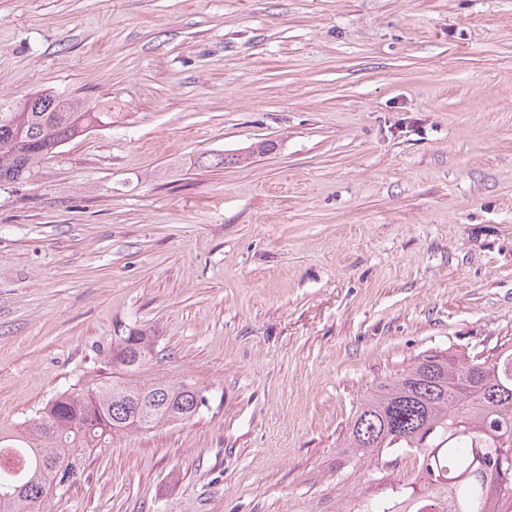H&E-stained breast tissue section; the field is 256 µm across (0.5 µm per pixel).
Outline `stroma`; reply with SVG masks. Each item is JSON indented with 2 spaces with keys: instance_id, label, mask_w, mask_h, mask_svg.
<instances>
[{
  "instance_id": "stroma-1",
  "label": "stroma",
  "mask_w": 512,
  "mask_h": 512,
  "mask_svg": "<svg viewBox=\"0 0 512 512\" xmlns=\"http://www.w3.org/2000/svg\"><path fill=\"white\" fill-rule=\"evenodd\" d=\"M42 90L112 122L0 186V426L131 331L205 396L46 512H351L417 481L338 453L418 358L512 346V0H0V112Z\"/></svg>"
}]
</instances>
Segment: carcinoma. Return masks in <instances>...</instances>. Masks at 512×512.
<instances>
[{
    "label": "carcinoma",
    "mask_w": 512,
    "mask_h": 512,
    "mask_svg": "<svg viewBox=\"0 0 512 512\" xmlns=\"http://www.w3.org/2000/svg\"><path fill=\"white\" fill-rule=\"evenodd\" d=\"M112 116L47 91L0 112V184L20 183L59 146ZM130 333L98 352L96 377L56 393L15 428H0V512H43L112 436L191 419L204 405L193 384L135 375L152 360ZM402 449L422 458L419 486L396 484L358 512H512V348L486 358L425 355L377 386L355 412L342 457Z\"/></svg>",
    "instance_id": "carcinoma-1"
}]
</instances>
